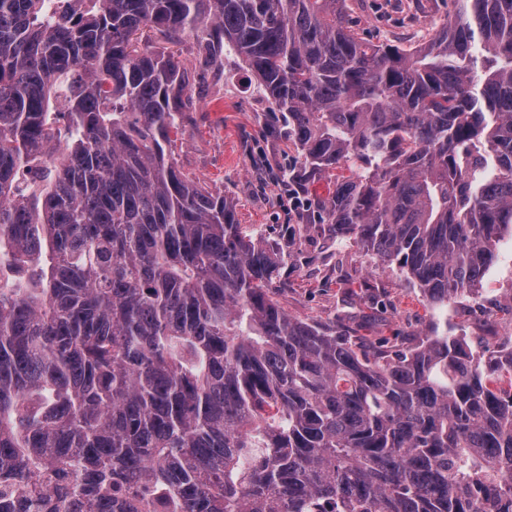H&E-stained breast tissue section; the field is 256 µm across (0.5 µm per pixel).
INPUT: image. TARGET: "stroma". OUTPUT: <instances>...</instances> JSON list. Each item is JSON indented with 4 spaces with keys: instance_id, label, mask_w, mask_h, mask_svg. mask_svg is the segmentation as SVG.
I'll return each instance as SVG.
<instances>
[{
    "instance_id": "stroma-1",
    "label": "stroma",
    "mask_w": 512,
    "mask_h": 512,
    "mask_svg": "<svg viewBox=\"0 0 512 512\" xmlns=\"http://www.w3.org/2000/svg\"><path fill=\"white\" fill-rule=\"evenodd\" d=\"M451 9L450 0H347L348 15L365 37L404 45L426 38ZM203 41L200 35L154 40L175 51L188 78L183 133L173 156L184 172L236 201L247 234L283 250L284 265L269 285L280 306L296 318L334 323L374 341L385 337L403 348L443 330L420 288L397 265L371 258L352 240L305 230L282 179L301 162L287 123L241 58L227 50L208 60ZM475 298L512 305V236L500 241L495 264L473 294L448 305L461 318L467 341L494 336L506 342L512 327L478 314Z\"/></svg>"
}]
</instances>
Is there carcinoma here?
Returning a JSON list of instances; mask_svg holds the SVG:
<instances>
[{"mask_svg":"<svg viewBox=\"0 0 512 512\" xmlns=\"http://www.w3.org/2000/svg\"><path fill=\"white\" fill-rule=\"evenodd\" d=\"M373 42L346 0H0V512H512V348H370L171 150L229 47L310 214L448 317L512 233V0ZM331 180L327 193L314 184Z\"/></svg>","mask_w":512,"mask_h":512,"instance_id":"1","label":"carcinoma"}]
</instances>
